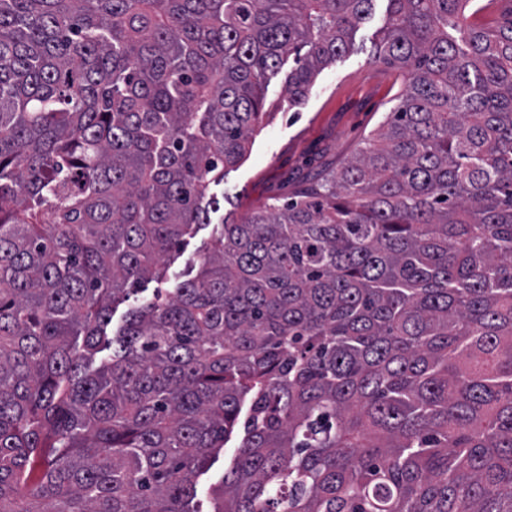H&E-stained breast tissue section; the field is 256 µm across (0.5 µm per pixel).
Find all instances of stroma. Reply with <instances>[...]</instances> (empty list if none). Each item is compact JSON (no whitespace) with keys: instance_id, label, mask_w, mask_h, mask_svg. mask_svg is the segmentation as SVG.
<instances>
[{"instance_id":"35a3bbf8","label":"stroma","mask_w":512,"mask_h":512,"mask_svg":"<svg viewBox=\"0 0 512 512\" xmlns=\"http://www.w3.org/2000/svg\"><path fill=\"white\" fill-rule=\"evenodd\" d=\"M386 7L385 0H376L348 52L317 76L304 105H289L287 71L270 79L269 122L253 133L243 162L214 187L217 205L210 224L199 226L179 252L165 258L163 277L145 282L146 295L171 291L196 276L213 223L225 217L241 221L275 200L288 199L367 145L406 87L400 70L372 57Z\"/></svg>"}]
</instances>
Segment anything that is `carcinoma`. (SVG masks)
<instances>
[{
	"instance_id": "obj_1",
	"label": "carcinoma",
	"mask_w": 512,
	"mask_h": 512,
	"mask_svg": "<svg viewBox=\"0 0 512 512\" xmlns=\"http://www.w3.org/2000/svg\"><path fill=\"white\" fill-rule=\"evenodd\" d=\"M375 0H0V512H512V11L386 0L369 146L239 223L212 187ZM112 355L95 364L97 354ZM237 442L232 440L220 451L218 457L214 460L209 471L198 478V497L202 503L203 511L212 510V503L209 495L211 485L217 483L224 475V466L229 463L230 459L236 451Z\"/></svg>"
}]
</instances>
